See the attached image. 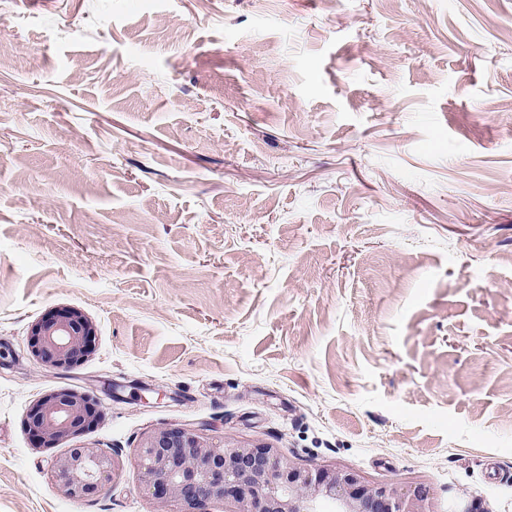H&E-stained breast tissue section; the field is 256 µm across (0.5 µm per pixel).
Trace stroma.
Listing matches in <instances>:
<instances>
[{
    "label": "stroma",
    "instance_id": "stroma-1",
    "mask_svg": "<svg viewBox=\"0 0 512 512\" xmlns=\"http://www.w3.org/2000/svg\"><path fill=\"white\" fill-rule=\"evenodd\" d=\"M60 389L85 500L23 427ZM170 425L512 512V0H0V512H181ZM29 355L38 362L69 370L90 355L96 325L82 310L60 307L35 322L31 328ZM112 457L95 448H71L54 466V480L60 492L71 499L96 496L112 474Z\"/></svg>",
    "mask_w": 512,
    "mask_h": 512
}]
</instances>
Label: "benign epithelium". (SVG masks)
<instances>
[{
	"label": "benign epithelium",
	"instance_id": "benign-epithelium-1",
	"mask_svg": "<svg viewBox=\"0 0 512 512\" xmlns=\"http://www.w3.org/2000/svg\"><path fill=\"white\" fill-rule=\"evenodd\" d=\"M96 325L82 310L60 307L32 325L29 355L69 370L90 355ZM101 419L98 402L72 389L50 392L32 404L24 427L35 448H59ZM137 462L148 494L159 504L179 502L196 512L206 501L233 498L237 512H426L429 489L419 484L402 493L369 484L357 471L315 472L285 458L269 444L215 442L179 426L156 429L140 444ZM112 457L95 448H72L54 466L60 492L71 499L93 497L112 474Z\"/></svg>",
	"mask_w": 512,
	"mask_h": 512
}]
</instances>
